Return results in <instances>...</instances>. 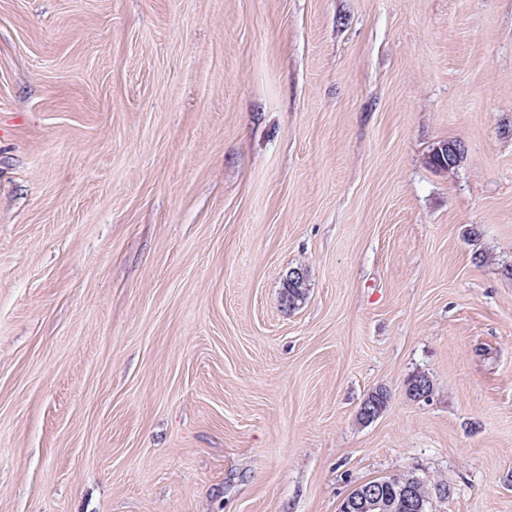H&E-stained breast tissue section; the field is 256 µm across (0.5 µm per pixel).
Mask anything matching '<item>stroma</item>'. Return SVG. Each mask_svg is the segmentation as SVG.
<instances>
[{
    "label": "stroma",
    "mask_w": 512,
    "mask_h": 512,
    "mask_svg": "<svg viewBox=\"0 0 512 512\" xmlns=\"http://www.w3.org/2000/svg\"><path fill=\"white\" fill-rule=\"evenodd\" d=\"M403 474L512 512V0H0V512Z\"/></svg>",
    "instance_id": "35a3bbf8"
}]
</instances>
